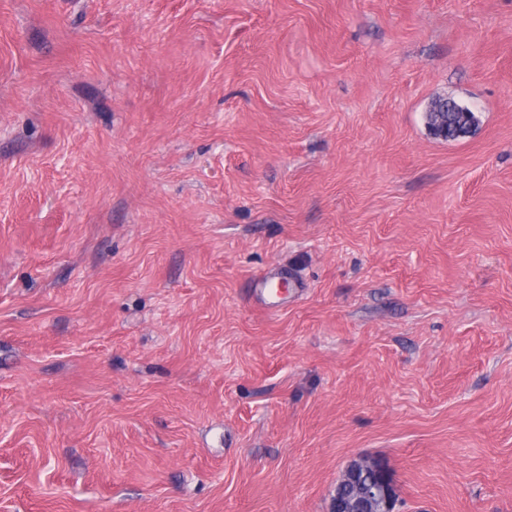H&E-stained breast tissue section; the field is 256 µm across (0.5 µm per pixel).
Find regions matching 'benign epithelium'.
Wrapping results in <instances>:
<instances>
[{
  "label": "benign epithelium",
  "mask_w": 512,
  "mask_h": 512,
  "mask_svg": "<svg viewBox=\"0 0 512 512\" xmlns=\"http://www.w3.org/2000/svg\"><path fill=\"white\" fill-rule=\"evenodd\" d=\"M341 485L355 488L351 496H335L331 512H373L381 504V512H393L394 502L389 492V473L377 461L356 459L338 479Z\"/></svg>",
  "instance_id": "benign-epithelium-1"
}]
</instances>
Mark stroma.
Masks as SVG:
<instances>
[{
    "instance_id": "obj_1",
    "label": "stroma",
    "mask_w": 512,
    "mask_h": 512,
    "mask_svg": "<svg viewBox=\"0 0 512 512\" xmlns=\"http://www.w3.org/2000/svg\"><path fill=\"white\" fill-rule=\"evenodd\" d=\"M361 457L512 512V0H0V512H329ZM448 110L450 112H448ZM430 112H448V130L445 126L437 127L433 130L435 135L444 137L448 133L446 140H458L469 136L478 124V117L475 112L470 113V116L463 120L462 113L466 112L465 108L455 102L454 100H448L447 98L435 101L430 109ZM471 126V129L465 130L466 126ZM284 279H287L286 274L277 270L254 279L252 282L254 299L268 310L279 308L282 304V299L273 288L275 282H280Z\"/></svg>"
}]
</instances>
